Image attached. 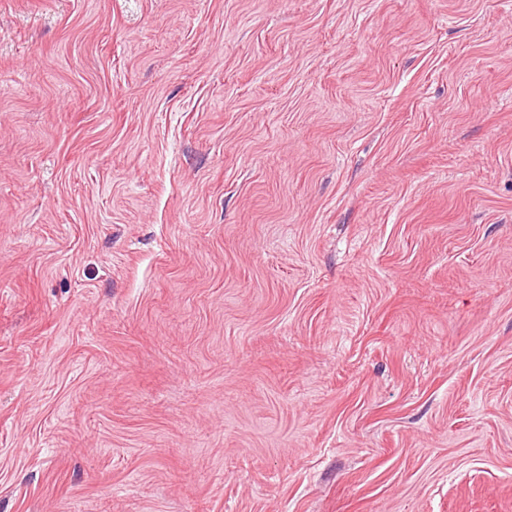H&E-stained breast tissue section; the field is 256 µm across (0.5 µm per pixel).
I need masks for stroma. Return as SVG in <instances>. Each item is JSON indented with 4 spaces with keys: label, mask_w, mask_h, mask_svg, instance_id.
Segmentation results:
<instances>
[{
    "label": "stroma",
    "mask_w": 512,
    "mask_h": 512,
    "mask_svg": "<svg viewBox=\"0 0 512 512\" xmlns=\"http://www.w3.org/2000/svg\"><path fill=\"white\" fill-rule=\"evenodd\" d=\"M0 512H512V0H0Z\"/></svg>",
    "instance_id": "obj_1"
}]
</instances>
